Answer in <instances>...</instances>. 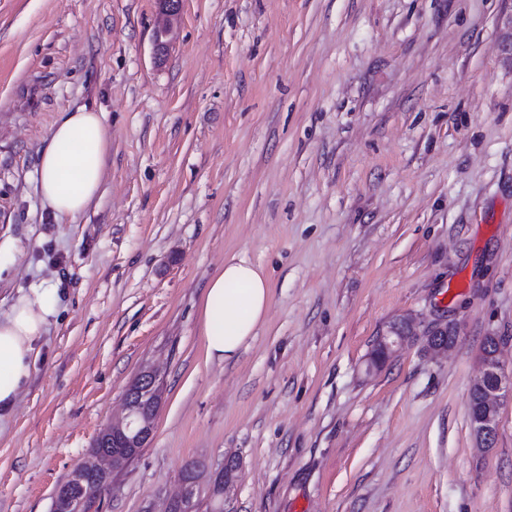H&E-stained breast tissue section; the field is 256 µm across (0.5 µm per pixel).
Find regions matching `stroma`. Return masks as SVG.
<instances>
[{
	"label": "stroma",
	"instance_id": "stroma-1",
	"mask_svg": "<svg viewBox=\"0 0 512 512\" xmlns=\"http://www.w3.org/2000/svg\"><path fill=\"white\" fill-rule=\"evenodd\" d=\"M81 105L104 184L59 218L39 151ZM234 256L271 298L224 364L201 308ZM34 287L57 313L0 419V512H51L148 366L154 436L91 512L230 457L224 512H512V402L488 452L468 411L485 337L512 369V0H0V314ZM403 320L456 341L369 369ZM427 347L431 352L448 350L455 342L456 333L450 325L436 323L427 331Z\"/></svg>",
	"mask_w": 512,
	"mask_h": 512
}]
</instances>
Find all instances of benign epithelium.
<instances>
[{"label": "benign epithelium", "instance_id": "7a95c632", "mask_svg": "<svg viewBox=\"0 0 512 512\" xmlns=\"http://www.w3.org/2000/svg\"><path fill=\"white\" fill-rule=\"evenodd\" d=\"M407 339L409 336L398 328H391L389 334L378 338L377 345L381 353L373 357V363L378 364L392 355ZM455 339V331L447 324L436 323L427 331V347L434 353L448 350ZM500 348L499 337H486L481 355V369L470 391V423L477 446L485 451L491 450L494 446L504 399L512 398V371L504 369L499 358ZM160 382L161 376L157 372L151 369L141 372L124 396L123 416L112 422V438L120 439L121 447L131 449L134 455L150 440L155 424L141 419L138 403L132 401V395L143 390L147 392L151 402L157 405L161 397ZM112 466L113 454L106 449H99L79 465L73 479L83 484L96 478L107 477L112 473ZM195 495L196 490L180 479L177 490L166 495V502L181 505Z\"/></svg>", "mask_w": 512, "mask_h": 512}]
</instances>
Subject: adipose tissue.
<instances>
[{"mask_svg":"<svg viewBox=\"0 0 512 512\" xmlns=\"http://www.w3.org/2000/svg\"><path fill=\"white\" fill-rule=\"evenodd\" d=\"M110 135L103 115L81 106L64 112L40 153L37 188L60 217L83 214L103 184ZM270 303L262 267L243 258L224 263L204 293L201 322L206 355L220 363L237 358L263 323ZM54 314L52 289L33 288L0 318V414L9 412L29 384L40 342Z\"/></svg>","mask_w":512,"mask_h":512,"instance_id":"ef3b65f1","label":"adipose tissue"}]
</instances>
